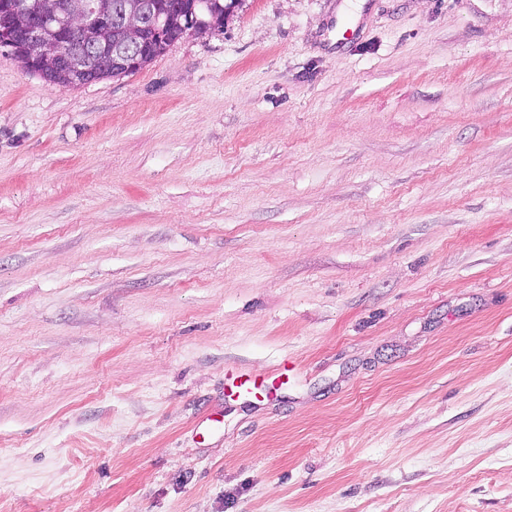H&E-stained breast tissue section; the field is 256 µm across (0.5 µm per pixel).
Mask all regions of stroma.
I'll return each instance as SVG.
<instances>
[{"label": "stroma", "mask_w": 512, "mask_h": 512, "mask_svg": "<svg viewBox=\"0 0 512 512\" xmlns=\"http://www.w3.org/2000/svg\"><path fill=\"white\" fill-rule=\"evenodd\" d=\"M0 512H512V0L0 48Z\"/></svg>", "instance_id": "obj_1"}]
</instances>
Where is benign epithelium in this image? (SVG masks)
I'll return each instance as SVG.
<instances>
[{
    "label": "benign epithelium",
    "mask_w": 512,
    "mask_h": 512,
    "mask_svg": "<svg viewBox=\"0 0 512 512\" xmlns=\"http://www.w3.org/2000/svg\"><path fill=\"white\" fill-rule=\"evenodd\" d=\"M198 0H181L186 30L199 24ZM119 33L117 38L112 34ZM155 0H135L125 12L112 13L110 0H0V47L18 57L25 69L62 88L92 83L102 74L139 69L156 47L173 43ZM52 60L50 70L43 62Z\"/></svg>",
    "instance_id": "benign-epithelium-1"
}]
</instances>
